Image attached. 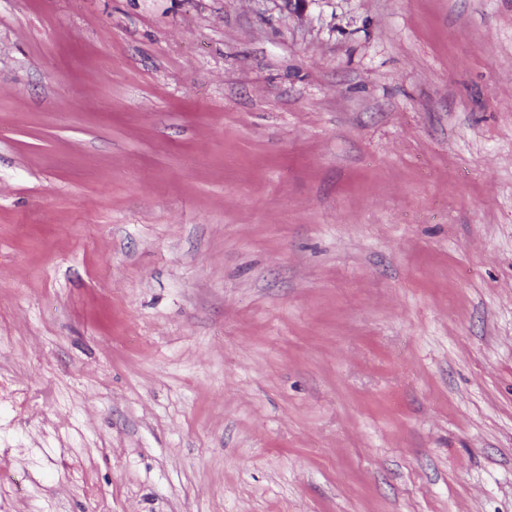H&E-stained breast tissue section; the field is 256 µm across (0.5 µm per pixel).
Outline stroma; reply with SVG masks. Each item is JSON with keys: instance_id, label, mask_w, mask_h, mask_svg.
Listing matches in <instances>:
<instances>
[{"instance_id": "35a3bbf8", "label": "stroma", "mask_w": 512, "mask_h": 512, "mask_svg": "<svg viewBox=\"0 0 512 512\" xmlns=\"http://www.w3.org/2000/svg\"><path fill=\"white\" fill-rule=\"evenodd\" d=\"M0 512H512V0H0Z\"/></svg>"}]
</instances>
